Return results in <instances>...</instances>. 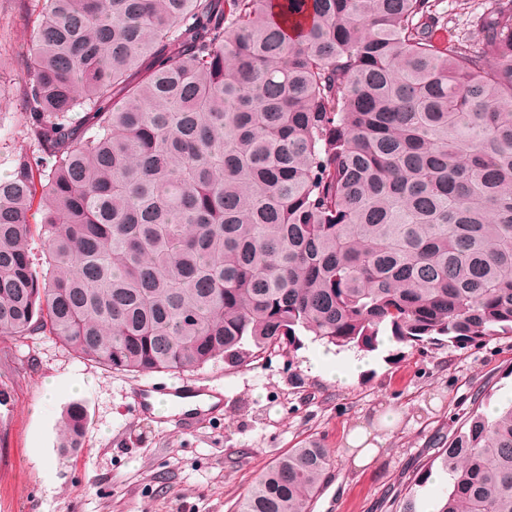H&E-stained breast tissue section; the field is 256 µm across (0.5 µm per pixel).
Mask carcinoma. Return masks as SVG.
Segmentation results:
<instances>
[{
    "label": "carcinoma",
    "mask_w": 512,
    "mask_h": 512,
    "mask_svg": "<svg viewBox=\"0 0 512 512\" xmlns=\"http://www.w3.org/2000/svg\"><path fill=\"white\" fill-rule=\"evenodd\" d=\"M37 2L29 148L0 180L1 340L180 374L305 334L512 337V0L469 39L437 0ZM87 427L69 404L61 451ZM433 461L434 512H512V405L470 409ZM329 468L292 448L237 512H311ZM393 512H419L414 491Z\"/></svg>",
    "instance_id": "cac0c4a2"
}]
</instances>
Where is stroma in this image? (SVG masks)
<instances>
[{"instance_id": "35a3bbf8", "label": "stroma", "mask_w": 512, "mask_h": 512, "mask_svg": "<svg viewBox=\"0 0 512 512\" xmlns=\"http://www.w3.org/2000/svg\"><path fill=\"white\" fill-rule=\"evenodd\" d=\"M489 0H439L449 30L473 36ZM35 16L25 0H0V179L8 155L27 149L17 98L29 79L20 63ZM219 389L224 408L190 433L135 412L129 392L168 373H116L75 357L46 336L17 348L0 341V512H235L255 477L289 449L311 441L331 458L312 512H392L394 499L452 435L454 417L512 391V338L459 349L383 337L362 371L328 378L313 337L272 349L246 366L223 362L183 373ZM59 386L42 400L46 380ZM82 402L89 414L84 449L61 453L60 415ZM382 437L374 462L355 467L346 439L357 427Z\"/></svg>"}]
</instances>
